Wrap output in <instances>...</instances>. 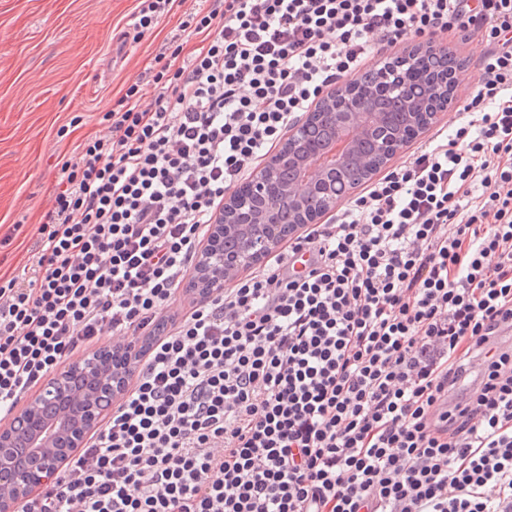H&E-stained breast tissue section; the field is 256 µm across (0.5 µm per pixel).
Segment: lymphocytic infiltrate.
Listing matches in <instances>:
<instances>
[{
  "mask_svg": "<svg viewBox=\"0 0 512 512\" xmlns=\"http://www.w3.org/2000/svg\"><path fill=\"white\" fill-rule=\"evenodd\" d=\"M478 33L460 124L172 315L224 194L384 45ZM61 159L0 278V415L150 337L22 512H512V0H209Z\"/></svg>",
  "mask_w": 512,
  "mask_h": 512,
  "instance_id": "obj_1",
  "label": "lymphocytic infiltrate"
}]
</instances>
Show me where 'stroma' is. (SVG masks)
Instances as JSON below:
<instances>
[{"label":"stroma","instance_id":"35a3bbf8","mask_svg":"<svg viewBox=\"0 0 512 512\" xmlns=\"http://www.w3.org/2000/svg\"><path fill=\"white\" fill-rule=\"evenodd\" d=\"M136 0H0V236L17 229L16 245L0 249V275L22 267L60 177L58 156L90 134L131 84L152 93L150 68L177 18L133 42L112 65V42L127 31ZM442 41L465 64L455 102L476 87L482 45L454 33Z\"/></svg>","mask_w":512,"mask_h":512}]
</instances>
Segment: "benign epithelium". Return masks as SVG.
<instances>
[{
  "label": "benign epithelium",
  "instance_id": "1",
  "mask_svg": "<svg viewBox=\"0 0 512 512\" xmlns=\"http://www.w3.org/2000/svg\"><path fill=\"white\" fill-rule=\"evenodd\" d=\"M319 105L336 118V136L351 137L352 151L381 125L370 97L357 96L345 86L327 92ZM439 117L438 112H420L411 118L412 134L404 130L387 133L380 144V161L362 159L359 176L369 179L377 165L388 164ZM305 136V121L290 126L278 151L243 182L248 195H242L238 186L225 193L224 209L215 215L200 246L190 288L209 292L225 287L254 265L256 258L273 252L304 225L316 223L322 214L307 213L311 195H323L329 212L347 194L338 190L334 174L328 170L317 171L303 181L279 182L283 168L307 166L310 155L303 145ZM276 202L288 203L296 212L297 223H270L268 212ZM109 353L118 363L94 353L70 362L20 411L0 424V512H21L27 500L62 469L69 454L84 447L88 436L120 400L140 356V345L132 341Z\"/></svg>",
  "mask_w": 512,
  "mask_h": 512
}]
</instances>
